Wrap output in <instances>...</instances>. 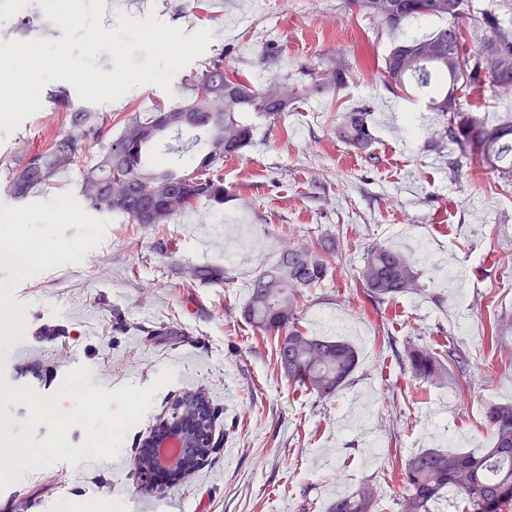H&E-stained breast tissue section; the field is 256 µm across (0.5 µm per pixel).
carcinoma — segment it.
Returning a JSON list of instances; mask_svg holds the SVG:
<instances>
[{"label":"carcinoma","instance_id":"obj_1","mask_svg":"<svg viewBox=\"0 0 512 512\" xmlns=\"http://www.w3.org/2000/svg\"><path fill=\"white\" fill-rule=\"evenodd\" d=\"M388 14L385 0H355L367 18L391 29L415 18L438 19L444 25L421 37H412L384 57L380 68L384 81L403 93L428 95V107L446 117L440 139L457 145V155L448 161V172L456 178L464 167L479 160L493 161L501 178L512 181V122L487 126L469 117L461 107L463 91L512 98V0H501L497 8L461 0L460 11L448 14V0H393ZM509 14L504 18L503 14ZM475 47L465 50L466 42ZM498 57L504 85L487 76L483 59ZM352 66L339 61L329 74L293 83L280 82L260 90L224 67L220 55L204 69L185 79L184 99L170 106H157L143 116H126L117 134L107 116L90 110L66 114L69 130L41 151L29 153L15 166L7 185L10 198L23 202L36 190L49 186L73 166L86 141L99 145L94 164L83 171L78 196L85 207L104 214H118L132 224H170L194 203L204 200L224 204V179L217 172L224 159L241 155L252 144L253 128L242 121L245 112H259L276 120L299 100L341 88ZM196 132L207 145L206 152L189 170L177 172L151 166L147 151L162 143L164 134L179 136ZM336 139L357 150L373 142L370 110L351 107L334 128ZM340 242L334 235L306 236L282 250L277 258L251 280L241 315L255 331L274 336L277 367L288 381L320 400L335 398L349 383L357 368V349L345 340L311 336L300 325L299 305L308 289L333 277V259L339 257ZM199 281H229L224 270L197 267ZM372 306L418 291L413 259L373 243L367 246L363 265L354 277ZM457 362L464 358L455 345L443 351L409 346L406 362L411 372L424 380L439 378L441 357ZM207 404L200 393L182 397L171 408V419L190 413L194 405ZM485 420L493 445L475 455L425 449L400 463H392L390 478L399 488L394 504L397 512H430L440 494L452 489L467 503V512H512V403H491ZM325 512H378L374 484H360L354 491L331 501Z\"/></svg>","mask_w":512,"mask_h":512}]
</instances>
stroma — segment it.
I'll use <instances>...</instances> for the list:
<instances>
[{
  "mask_svg": "<svg viewBox=\"0 0 512 512\" xmlns=\"http://www.w3.org/2000/svg\"><path fill=\"white\" fill-rule=\"evenodd\" d=\"M159 19L184 34L212 32L189 71L216 55L254 86L308 70L326 73L339 57L369 59L346 85L296 103L277 120L244 113L254 140L225 160L223 205L200 201L159 227L96 213L81 205V168L99 151L88 143L79 166L27 201L6 193L9 174L28 153L68 130L65 114L80 106L75 88L48 83L41 107L13 134L0 129V365L12 385L43 394L61 384L69 359L91 368L89 383L114 390L148 386L163 368L176 372L113 460L61 462L24 471L0 491V512L18 502L41 512H324L330 501L375 481L380 512H394L388 474L394 456L440 447L452 433L457 450L490 443L484 409L512 402V185L475 162L448 175L453 148L438 151L443 124L418 96L389 88L378 68L393 44L435 29L432 21L396 30L371 27L348 0H105L104 28L118 12ZM182 75L171 90L145 84L98 112L120 128L132 112L182 101ZM370 109L375 143L363 154L340 143L333 128L347 108ZM340 237L332 280L309 291L301 326L340 338L360 354L351 383L330 401L291 384L274 366V341L241 317L249 283L289 238L307 232ZM166 241L169 254L156 251ZM38 249L20 262L14 242ZM415 261L420 289L381 308L351 291L368 244ZM221 267L229 282L190 278ZM454 269L466 302L441 286ZM504 323L498 345L490 320ZM450 339L466 352L465 371L447 367L438 381L405 365L410 345ZM189 392L204 393L214 413L212 450L189 477L161 487L143 484L132 467L143 440Z\"/></svg>",
  "mask_w": 512,
  "mask_h": 512,
  "instance_id": "stroma-1",
  "label": "stroma"
}]
</instances>
